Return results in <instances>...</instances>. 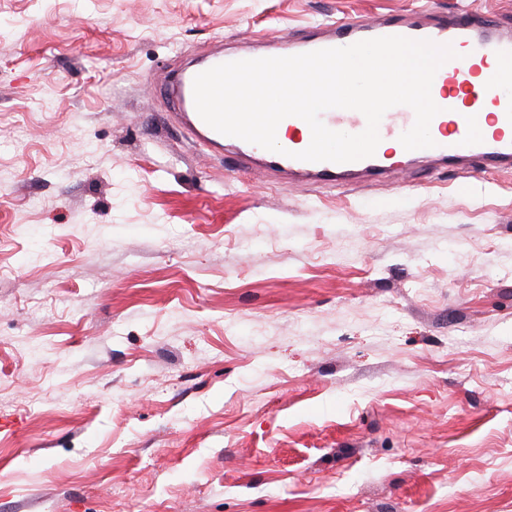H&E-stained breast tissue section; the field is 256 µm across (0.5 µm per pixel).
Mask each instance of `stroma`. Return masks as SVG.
Listing matches in <instances>:
<instances>
[{"label": "stroma", "mask_w": 512, "mask_h": 512, "mask_svg": "<svg viewBox=\"0 0 512 512\" xmlns=\"http://www.w3.org/2000/svg\"><path fill=\"white\" fill-rule=\"evenodd\" d=\"M512 0H0V512H512V171L236 169L165 73Z\"/></svg>", "instance_id": "1"}]
</instances>
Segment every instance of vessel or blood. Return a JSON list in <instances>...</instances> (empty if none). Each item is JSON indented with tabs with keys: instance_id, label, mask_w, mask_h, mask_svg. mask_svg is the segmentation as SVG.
Segmentation results:
<instances>
[{
	"instance_id": "obj_1",
	"label": "vessel or blood",
	"mask_w": 512,
	"mask_h": 512,
	"mask_svg": "<svg viewBox=\"0 0 512 512\" xmlns=\"http://www.w3.org/2000/svg\"><path fill=\"white\" fill-rule=\"evenodd\" d=\"M403 36L415 40H430L451 45L455 59L445 63L442 78L445 88L436 103L444 112L454 113L453 123H445L442 115L430 124L434 147L402 151L396 158L377 153L362 160L333 163L311 162L290 158L268 151L236 137L218 133L198 115L193 98L195 71H170L163 88L169 96L174 117L199 140L223 146L236 156L240 168L259 170L286 186L296 180L324 183H346L353 179H376L409 170L417 162L443 163L470 171L473 159L486 166L512 170V78L492 83L473 84L467 78L473 72V62L487 55L512 61V20H493L482 9L474 7L462 12L436 13L424 11L412 18H380L372 21L342 20L331 24H316L303 31L277 38L266 49L269 57H286L320 49L344 47L356 42L384 37ZM489 103L501 126L493 136L479 131L481 115L461 112L457 98ZM323 123L331 130L347 128L364 131L367 121L359 112L322 113ZM415 121L411 112L385 113L379 124L384 139L400 137Z\"/></svg>"
}]
</instances>
